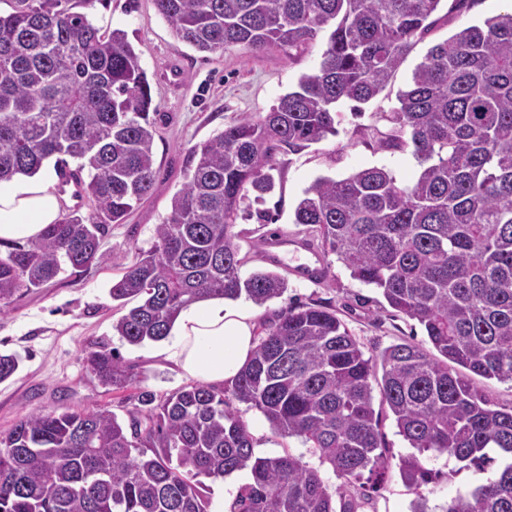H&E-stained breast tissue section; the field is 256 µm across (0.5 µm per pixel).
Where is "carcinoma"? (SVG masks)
<instances>
[{"label":"carcinoma","mask_w":512,"mask_h":512,"mask_svg":"<svg viewBox=\"0 0 512 512\" xmlns=\"http://www.w3.org/2000/svg\"><path fill=\"white\" fill-rule=\"evenodd\" d=\"M61 0H17L0 14V180L56 158L94 207L73 211L0 252V315L58 276L102 265L100 239L154 188L157 119L146 71L125 31L104 32ZM442 0H154L177 38L200 52L243 46L303 53L325 34L317 71L303 74L261 120L243 116L188 155L155 245L112 283L138 300L112 331L128 344L161 341L177 315L205 298L257 305L282 297L274 271L244 278L234 244L239 217L273 192L276 154L337 134V108L386 88ZM385 113L379 143L412 148L410 184L386 167L321 176L295 223L317 233L353 278L416 321L430 348L393 344L365 356L336 311L290 306L264 324L228 387H182L160 402L144 392L121 421L109 409L40 408L0 436V512H208L205 480L250 472L229 512H362L353 492L390 466L380 408L414 452L398 459L406 485L433 480L426 454L498 475L448 501L446 512H512V408L473 377L512 382V11L434 45ZM77 163L68 169V160ZM87 370L114 390L136 380L104 343ZM19 368L0 353V382ZM260 411L282 437L318 457L255 455L227 396ZM341 483L331 487L321 467Z\"/></svg>","instance_id":"carcinoma-1"}]
</instances>
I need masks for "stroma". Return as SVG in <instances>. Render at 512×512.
I'll return each mask as SVG.
<instances>
[{
  "instance_id": "obj_1",
  "label": "stroma",
  "mask_w": 512,
  "mask_h": 512,
  "mask_svg": "<svg viewBox=\"0 0 512 512\" xmlns=\"http://www.w3.org/2000/svg\"><path fill=\"white\" fill-rule=\"evenodd\" d=\"M510 10L512 0H473L463 12L437 13L435 24L414 44L375 101L363 105L358 114L342 106L337 135L277 154V186L264 204L269 221L242 218L234 228L235 243L244 259L242 275L272 267L288 280L287 292L265 305L239 298V305L252 310L256 322L270 319L289 306L316 304L335 309L365 355L394 343L424 341L415 321L392 315L381 292L352 278L335 256L322 257L328 271L325 279L309 281L299 278L291 263L270 264L260 242L267 234L280 232L319 246L315 232L294 221L298 201L317 177H342L358 169L384 166L399 182H412L418 166L411 151H390L377 140V131L388 128L381 113L396 107L398 91L405 88L433 45L462 28ZM85 12L102 29L124 30L141 56L158 112L153 146L156 183L152 194L135 207L125 223L107 227L101 238V249L108 256L106 264L62 275L44 288L18 297L9 313L0 315V352L21 358L17 372L0 382L2 434L23 414L43 407L61 411L104 407L122 419L140 392H152L160 400L188 385V378L171 371L157 357L158 343L136 347L113 333L112 324L124 310L112 300L109 290L132 263L136 250L154 245L155 227L169 216L171 198L184 181L190 149L242 116L264 117L282 95L295 89L302 74L316 71L321 61L322 45L318 42L302 54L279 48L260 53L241 47L213 53L197 51L176 37L171 25L157 13L153 0H94ZM98 341L107 343L133 365L136 383L113 392L87 371L84 358ZM230 407L246 421L256 455L303 454L300 440L275 435L257 409L236 400ZM423 463L435 473L433 482L413 491L398 468L389 467L381 486L370 490L365 512H410L419 494L425 496L430 512H442L457 493L495 478L498 471L494 464L481 471L465 468L445 454L426 455Z\"/></svg>"
}]
</instances>
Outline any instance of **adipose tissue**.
<instances>
[{
	"mask_svg": "<svg viewBox=\"0 0 512 512\" xmlns=\"http://www.w3.org/2000/svg\"><path fill=\"white\" fill-rule=\"evenodd\" d=\"M63 198L52 170L0 181V239L37 237L59 220ZM252 313L221 298L182 310L159 354L179 375L207 384L233 382L255 347Z\"/></svg>",
	"mask_w": 512,
	"mask_h": 512,
	"instance_id": "adipose-tissue-1",
	"label": "adipose tissue"
}]
</instances>
